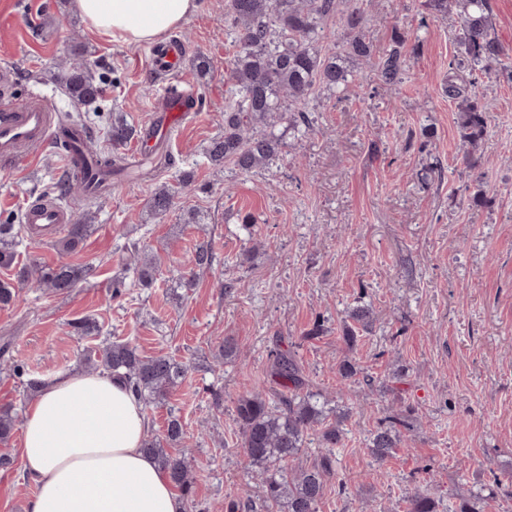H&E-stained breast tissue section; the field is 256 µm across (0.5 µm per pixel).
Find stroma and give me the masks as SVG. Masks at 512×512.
Here are the masks:
<instances>
[{"instance_id":"1","label":"stroma","mask_w":512,"mask_h":512,"mask_svg":"<svg viewBox=\"0 0 512 512\" xmlns=\"http://www.w3.org/2000/svg\"><path fill=\"white\" fill-rule=\"evenodd\" d=\"M372 55L351 61L359 84L336 94L315 84L307 134L280 125V160L251 174L215 167L202 153L224 129L231 102L224 77L236 48L224 30L227 0H198L168 33L186 47L180 75L201 98L195 120L172 144L175 162L143 179L113 181L104 199L65 196L76 215H91L82 246L60 256L53 243L33 249L18 234V262L66 259L93 266L67 294L29 288L0 307V345L26 377L0 373V406L25 416L28 377L82 370L87 348L123 340L146 357L167 355L187 367L168 404L145 411L149 432L169 414L184 424L194 461L193 512L231 508L243 494L260 498L241 448L237 399L283 385L270 376L271 355L290 352L306 391L348 416L338 478L319 512H405V499L427 493L437 512L468 498L477 512H512V0H491L492 24L505 52L490 72L471 70L455 36L456 10L429 15L420 0H362ZM15 44L18 97L38 90L59 114L81 118L98 147L122 158L112 121L142 126L160 80L151 46L91 30L70 0H0V37ZM401 38L408 70L383 83L378 63ZM82 48L102 92L90 105L66 93L62 66ZM205 57V75L194 70ZM475 86L487 128L477 146L461 137L457 102L442 87L449 73ZM190 174L165 217L146 204L161 182ZM62 174L56 150L13 171L0 170V224H19L28 197L53 191ZM202 216L187 221L189 211ZM213 243L212 270L180 287L182 261L200 239ZM160 256L149 288L124 272L126 247ZM128 282L113 296L112 281ZM371 306L373 328L355 347L341 330L347 313ZM94 319L95 336L74 335ZM234 354L222 358L225 343ZM358 374L339 385L335 366ZM401 415V445L376 463L368 437L382 419ZM35 487L19 464L0 468V512H27Z\"/></svg>"}]
</instances>
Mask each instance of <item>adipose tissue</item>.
<instances>
[{"instance_id":"ef3b65f1","label":"adipose tissue","mask_w":512,"mask_h":512,"mask_svg":"<svg viewBox=\"0 0 512 512\" xmlns=\"http://www.w3.org/2000/svg\"><path fill=\"white\" fill-rule=\"evenodd\" d=\"M88 26L129 43L162 39L197 0H72ZM146 419L121 382L62 373L28 409L22 473L35 484L28 512H180L172 482L143 449Z\"/></svg>"}]
</instances>
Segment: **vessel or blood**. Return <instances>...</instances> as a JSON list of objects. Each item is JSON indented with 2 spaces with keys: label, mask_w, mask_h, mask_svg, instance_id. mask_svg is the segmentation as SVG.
<instances>
[{
  "label": "vessel or blood",
  "mask_w": 512,
  "mask_h": 512,
  "mask_svg": "<svg viewBox=\"0 0 512 512\" xmlns=\"http://www.w3.org/2000/svg\"><path fill=\"white\" fill-rule=\"evenodd\" d=\"M185 48L173 42L151 53V66L164 84L151 108V118L140 131L133 148L136 156L154 154L170 142L180 124L200 108V97L179 76ZM64 132L58 114L46 96L32 91L22 100H0V167L14 169L28 164L49 145L59 144ZM73 208L51 195H39L22 210L29 234L48 237L73 223Z\"/></svg>",
  "instance_id": "b4317fda"
}]
</instances>
